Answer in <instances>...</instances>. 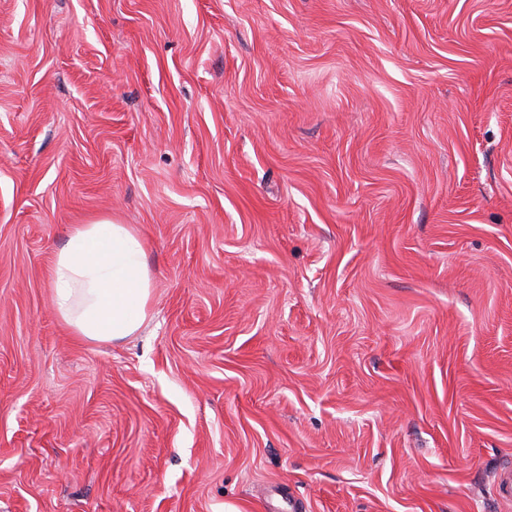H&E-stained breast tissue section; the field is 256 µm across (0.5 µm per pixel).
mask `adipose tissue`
Segmentation results:
<instances>
[{
    "label": "adipose tissue",
    "mask_w": 512,
    "mask_h": 512,
    "mask_svg": "<svg viewBox=\"0 0 512 512\" xmlns=\"http://www.w3.org/2000/svg\"><path fill=\"white\" fill-rule=\"evenodd\" d=\"M51 282L54 307L74 335L116 341L145 323L154 276L141 238L105 216L71 230Z\"/></svg>",
    "instance_id": "1"
}]
</instances>
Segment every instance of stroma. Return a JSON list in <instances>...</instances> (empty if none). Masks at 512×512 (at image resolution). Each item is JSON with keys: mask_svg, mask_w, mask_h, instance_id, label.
I'll return each instance as SVG.
<instances>
[{"mask_svg": "<svg viewBox=\"0 0 512 512\" xmlns=\"http://www.w3.org/2000/svg\"><path fill=\"white\" fill-rule=\"evenodd\" d=\"M112 216L155 276L72 336ZM512 0H0V512H512ZM51 282L54 307L75 336L116 341L145 323L154 276L141 238L105 216L71 230Z\"/></svg>", "mask_w": 512, "mask_h": 512, "instance_id": "35a3bbf8", "label": "stroma"}]
</instances>
